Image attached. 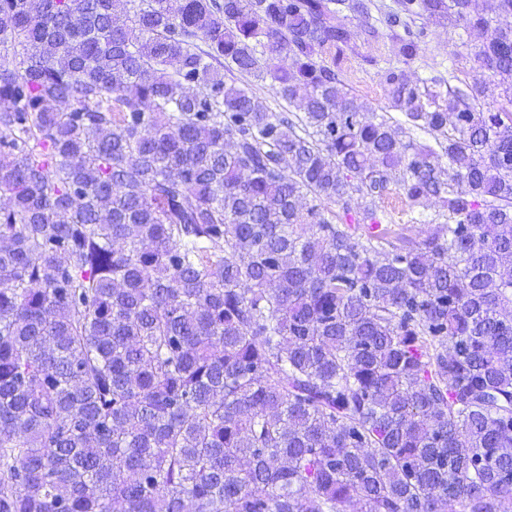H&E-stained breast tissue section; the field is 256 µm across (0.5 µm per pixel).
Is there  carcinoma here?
<instances>
[{"instance_id": "carcinoma-1", "label": "carcinoma", "mask_w": 512, "mask_h": 512, "mask_svg": "<svg viewBox=\"0 0 512 512\" xmlns=\"http://www.w3.org/2000/svg\"><path fill=\"white\" fill-rule=\"evenodd\" d=\"M496 14L0 0L23 50L0 68V512H512ZM441 22L477 32L480 74L388 68L402 123L327 63L385 37L411 61ZM281 53L291 118L225 81ZM394 187L414 237L384 223Z\"/></svg>"}]
</instances>
